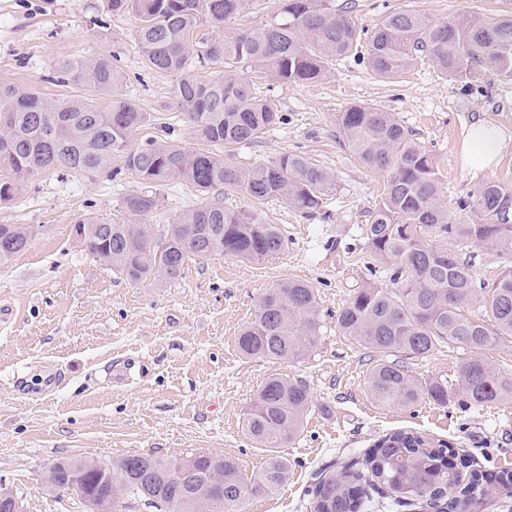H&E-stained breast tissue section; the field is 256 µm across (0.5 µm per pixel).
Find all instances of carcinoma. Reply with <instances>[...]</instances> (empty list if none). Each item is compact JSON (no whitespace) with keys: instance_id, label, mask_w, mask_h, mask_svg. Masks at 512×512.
I'll return each mask as SVG.
<instances>
[{"instance_id":"1","label":"carcinoma","mask_w":512,"mask_h":512,"mask_svg":"<svg viewBox=\"0 0 512 512\" xmlns=\"http://www.w3.org/2000/svg\"><path fill=\"white\" fill-rule=\"evenodd\" d=\"M278 20L237 30L229 23L246 0H108L112 13H132L140 24L137 44L146 66L174 75V98L198 138L226 148L260 141L282 116L252 88L244 73L258 71L282 83L322 78L327 66L353 56L375 76L391 80L426 60L459 82L486 65L512 74V16L477 13L435 21L417 9L385 15L372 29L356 23L334 0H272ZM224 63V74L199 78L194 69ZM61 82L89 85L104 104L85 98L50 99L37 88L0 84V203L14 200L30 177L67 169L89 176L130 172L140 182L163 187L183 180L201 192L224 188L255 204L284 199L307 213L320 209L334 178L300 153L239 166L220 151L195 150L150 139L131 148L132 133L147 113L121 92L123 73L105 55L60 58ZM337 123L349 151L367 168L384 174L385 189L364 228L366 265L390 267L392 288L367 279L336 314L340 334L373 353L367 391L382 407L411 408L424 401L440 406H493L512 401L505 379L483 351L512 337V270L490 284L476 282L465 246L490 247L512 264V194L487 182L457 202L458 217L440 202L442 178L432 154L415 142L397 113L375 105H353ZM127 211L144 216L158 207L157 194L134 193ZM37 233L31 224H0V264L26 249ZM78 247L132 281L178 276L194 258L231 256L259 261L288 248L277 224H263L216 200L174 215L165 235L149 224H112L93 216L75 222ZM483 300L484 313L466 309ZM322 316L315 288L288 280L266 291L257 314L236 337L248 357L272 362L305 358L319 345ZM471 353L462 371L460 398L445 381L424 382L408 366L388 360L394 353L427 356L445 344ZM311 405L306 385L269 376L243 414L242 429L270 452L264 466L245 476L229 458L199 460L201 473L224 488L210 512H242L243 504L274 494L288 482V460L276 454L296 439ZM451 445L411 430L386 435L365 459L366 472L344 469L316 474L311 512H359L375 507L370 490L386 487L394 504L415 502L439 512H512V471L488 488L479 473L448 467ZM155 482L140 489L126 483L127 456L112 460V482L128 500L147 494L167 512H191L178 486V458H153Z\"/></svg>"}]
</instances>
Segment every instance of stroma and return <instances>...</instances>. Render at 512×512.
Segmentation results:
<instances>
[{
	"label": "stroma",
	"instance_id": "1",
	"mask_svg": "<svg viewBox=\"0 0 512 512\" xmlns=\"http://www.w3.org/2000/svg\"><path fill=\"white\" fill-rule=\"evenodd\" d=\"M348 2L365 27L408 8L436 20L463 11L512 15V0ZM102 18L103 29L97 26ZM137 26L133 15L109 14L107 0H0V81L32 85L51 98L87 97L89 88L53 81L54 63L105 55L126 76L123 94L150 115L131 145L154 137L203 148L178 115L175 77L145 67ZM255 89L284 121L261 143L236 146L228 160L304 154L335 177L322 209L308 216L281 199L256 206L229 190L209 197L172 182L159 189L158 208L142 221L159 227L216 197L227 209L280 225L288 240L283 253L261 261L195 259L176 278L134 283L82 252L71 235L88 214L130 223L123 201L145 189L134 176L38 173L22 194L0 204V224L38 229L25 251L0 265V481L22 497L26 512H83L78 500L45 481L46 467L64 458L214 452L233 458L244 475L254 474L266 453L244 434L243 413L275 373L302 380L312 405L301 434L281 450L290 464L287 483L273 496L249 500L244 512H307L314 470L361 461L378 439L401 429L447 440L471 468L512 471V418L489 407L429 401L411 409L376 405L367 393L368 350L336 327L337 312L364 281L363 228L383 188L382 175L364 168L344 145L337 113L366 103L398 113L432 151L443 174L441 200L453 214L458 200L483 183L512 190V149L476 177L461 162L476 119L512 130V76L484 66L465 88L425 61L387 82L349 58L315 82L266 80ZM289 279L317 290L324 321L318 347L290 363L243 356L236 344L240 328L254 317L259 297ZM468 357L450 344L405 362L421 380L442 379L457 391ZM126 366L130 382L107 381L108 370Z\"/></svg>",
	"mask_w": 512,
	"mask_h": 512
}]
</instances>
